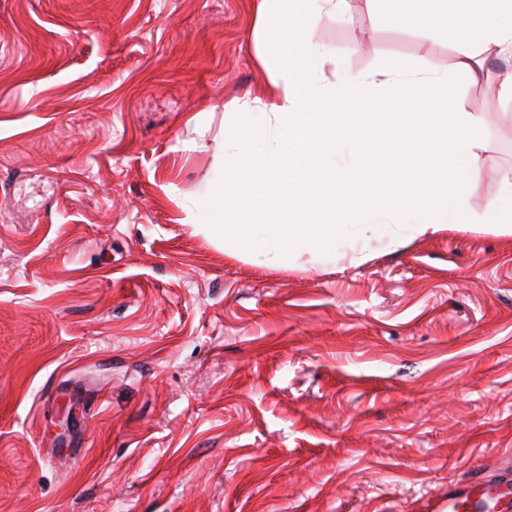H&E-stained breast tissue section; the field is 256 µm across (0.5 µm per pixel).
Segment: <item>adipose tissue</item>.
I'll return each mask as SVG.
<instances>
[{
    "label": "adipose tissue",
    "instance_id": "obj_1",
    "mask_svg": "<svg viewBox=\"0 0 512 512\" xmlns=\"http://www.w3.org/2000/svg\"><path fill=\"white\" fill-rule=\"evenodd\" d=\"M368 18L385 15L392 23L425 33H444L456 44L455 76L476 81L482 56L495 51L512 57V0H365Z\"/></svg>",
    "mask_w": 512,
    "mask_h": 512
}]
</instances>
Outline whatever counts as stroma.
I'll use <instances>...</instances> for the list:
<instances>
[{"instance_id":"1","label":"stroma","mask_w":512,"mask_h":512,"mask_svg":"<svg viewBox=\"0 0 512 512\" xmlns=\"http://www.w3.org/2000/svg\"><path fill=\"white\" fill-rule=\"evenodd\" d=\"M348 11L309 32L327 81L452 75L442 35ZM255 27L254 0H0V512H441L512 463L497 63L457 90L480 226L238 258L204 195L268 90Z\"/></svg>"}]
</instances>
